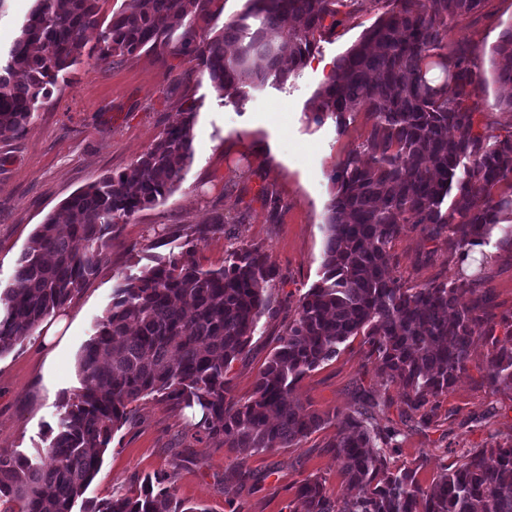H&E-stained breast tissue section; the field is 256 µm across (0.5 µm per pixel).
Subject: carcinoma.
<instances>
[{"label": "carcinoma", "mask_w": 512, "mask_h": 512, "mask_svg": "<svg viewBox=\"0 0 512 512\" xmlns=\"http://www.w3.org/2000/svg\"><path fill=\"white\" fill-rule=\"evenodd\" d=\"M8 53L0 55V140L21 138L35 112L49 105L67 69L93 49L103 63L152 51L161 61L184 55L208 75L223 98L282 84L333 31L341 9L357 0H246L218 30L198 34L200 17L216 20L215 0H125L100 21V0H31ZM382 14L342 55L317 92L318 111L342 122L365 112L371 128L333 170L321 278L298 300L253 395H231L228 374L250 345L262 318L273 314L266 285L276 278L259 245L232 250L224 265L204 269L178 257L157 258L115 288L112 307L84 345L80 387L62 403L47 449L48 463L0 452V512H208L154 489L116 491L99 501L84 495L112 435L132 420V404L157 396L177 409L195 408L197 440L220 438L241 455L293 448L332 423L288 397L308 373L333 359L339 346L363 337L380 376L401 389L400 419L420 414L430 428L438 398L467 371L473 335L487 352L480 381L512 393V314L496 317L476 273L407 287L391 275L393 241L410 226L429 242L448 234L457 262L488 243L512 246V134L482 122L477 57L460 45L448 58V32L477 16L485 0H380ZM499 100L512 112V28L492 48ZM265 60L262 69L252 65ZM453 91H448V85ZM196 107L182 112L125 171L77 191L58 215L32 233L11 283L0 292V356L29 337L54 311L94 279L101 255L137 212L165 200L192 161ZM224 217L196 225L186 254ZM381 404L363 394L361 406L336 427L330 443L346 483L356 490L333 499L316 474L299 482L291 512H512V441L465 448L422 487L418 468L391 469L387 451L395 428L374 421ZM19 504L14 510L13 503Z\"/></svg>", "instance_id": "1"}]
</instances>
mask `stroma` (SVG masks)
I'll use <instances>...</instances> for the list:
<instances>
[{
  "label": "stroma",
  "instance_id": "1",
  "mask_svg": "<svg viewBox=\"0 0 512 512\" xmlns=\"http://www.w3.org/2000/svg\"><path fill=\"white\" fill-rule=\"evenodd\" d=\"M381 14L376 0L343 8L332 34L286 83L267 85L236 103L220 97L206 75L185 56L160 61L155 53L101 64L82 56L66 83L54 89L50 106L36 112L19 139L0 140V286H7L30 236L46 216L76 190L125 171L158 135L175 124L183 109L196 105L194 156L177 189L157 205L137 212L118 239L104 250L98 276L60 311L66 323L57 361L47 365L42 331L0 355V451L45 461L49 430L59 406L79 386L78 355L112 305L117 285L149 268L154 256L180 254L191 227L223 215L224 229L199 244L194 260L203 267L223 265L233 248L259 245L283 277L268 292L275 314L263 318L245 354L231 368L232 395L248 399L256 379L288 322V309L320 278L329 176L347 152L367 137L371 121L360 112L337 125L315 121V95L328 74L323 62L337 61ZM512 27V0H486L480 16L454 22L451 42L476 48L481 59L480 99L495 133L512 132V112L497 106L491 49ZM281 204L270 215L263 189ZM394 276L411 285L473 273L472 263L456 265L446 241L427 242L404 231L395 240ZM491 310L512 313V249L497 238L480 249ZM361 339L342 344L338 355L308 373L294 400L302 408L345 418L361 391L390 401L380 423L398 418L400 390L386 384L366 356ZM486 346L474 340L470 362L440 400L438 429L416 422L402 425L396 466H418L422 485H431L444 464L463 448L485 447L491 435H512V396L492 394L480 383L478 368ZM328 426L299 447L246 458L221 441H196L186 414L155 397L135 405L130 423L114 433L86 495L111 497L137 491L145 476H167L174 497L207 506L209 512H288L296 483L316 474L332 497L350 496L340 463L329 444Z\"/></svg>",
  "mask_w": 512,
  "mask_h": 512
}]
</instances>
